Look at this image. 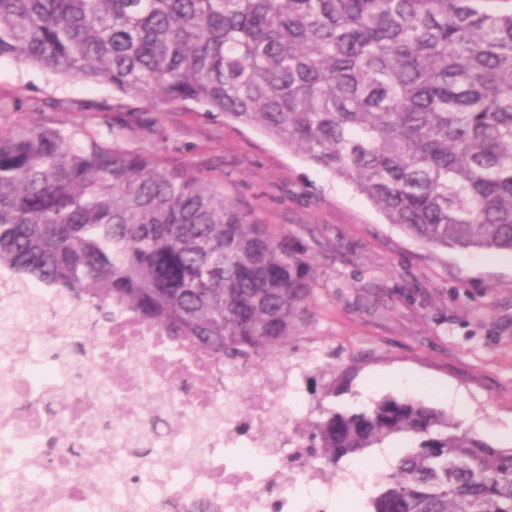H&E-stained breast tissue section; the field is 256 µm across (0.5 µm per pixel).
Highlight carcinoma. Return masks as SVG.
<instances>
[{
	"label": "carcinoma",
	"mask_w": 512,
	"mask_h": 512,
	"mask_svg": "<svg viewBox=\"0 0 512 512\" xmlns=\"http://www.w3.org/2000/svg\"><path fill=\"white\" fill-rule=\"evenodd\" d=\"M489 0H0V60L192 104L350 182L426 245L512 252V8ZM123 305L230 365L288 351L311 260L224 187L49 124L0 129V269ZM74 337L43 354L77 362ZM332 465L401 445L370 512H512V448L385 395L306 424Z\"/></svg>",
	"instance_id": "obj_1"
}]
</instances>
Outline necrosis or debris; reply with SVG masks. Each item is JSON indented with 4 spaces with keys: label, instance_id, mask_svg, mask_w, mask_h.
<instances>
[{
    "label": "necrosis or debris",
    "instance_id": "1",
    "mask_svg": "<svg viewBox=\"0 0 512 512\" xmlns=\"http://www.w3.org/2000/svg\"><path fill=\"white\" fill-rule=\"evenodd\" d=\"M40 319L5 317L0 334V512H335L371 474L331 476L317 465L300 424V384L264 386L240 406L241 371L207 349L165 335L116 305L104 340L80 372L33 355L56 342L62 312L90 314L64 289L24 284ZM65 391L67 443L54 440L45 402ZM164 414L162 431L151 427Z\"/></svg>",
    "mask_w": 512,
    "mask_h": 512
}]
</instances>
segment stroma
<instances>
[{"instance_id":"1","label":"stroma","mask_w":512,"mask_h":512,"mask_svg":"<svg viewBox=\"0 0 512 512\" xmlns=\"http://www.w3.org/2000/svg\"><path fill=\"white\" fill-rule=\"evenodd\" d=\"M0 97L14 104L0 128L51 121L75 143L87 136L149 151L223 183L238 205L310 258L311 320L284 355L259 368L348 371L339 397L308 394L307 417L357 408L386 394L447 410L481 438L512 429V253L443 249L386 223L353 186L256 129L191 106L132 99L103 82L66 79L0 60ZM452 388L463 407L440 396Z\"/></svg>"}]
</instances>
